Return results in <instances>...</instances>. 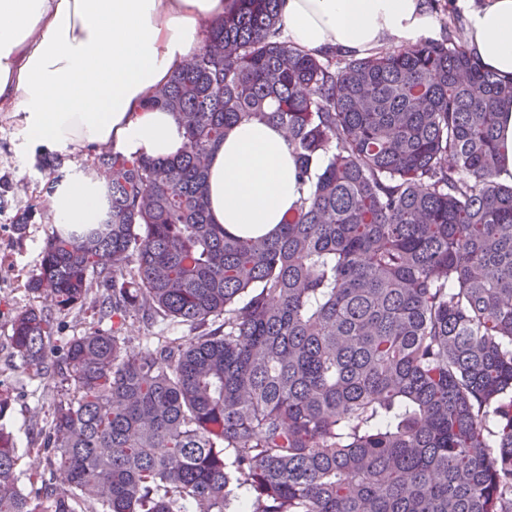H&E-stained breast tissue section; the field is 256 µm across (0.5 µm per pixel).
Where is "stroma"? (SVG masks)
<instances>
[{"mask_svg": "<svg viewBox=\"0 0 512 512\" xmlns=\"http://www.w3.org/2000/svg\"><path fill=\"white\" fill-rule=\"evenodd\" d=\"M15 123L13 113L0 112V384L14 393L4 421L23 454L37 445L35 423L44 418L43 403L51 395L39 387L32 371L11 358L9 338L13 315L34 302L26 283L36 273L45 241L55 229L45 202L56 185L37 160L18 166ZM25 211L31 212L32 219L25 228H17L15 218Z\"/></svg>", "mask_w": 512, "mask_h": 512, "instance_id": "1", "label": "stroma"}]
</instances>
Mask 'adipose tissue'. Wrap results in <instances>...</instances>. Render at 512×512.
I'll return each mask as SVG.
<instances>
[{
  "label": "adipose tissue",
  "instance_id": "obj_1",
  "mask_svg": "<svg viewBox=\"0 0 512 512\" xmlns=\"http://www.w3.org/2000/svg\"><path fill=\"white\" fill-rule=\"evenodd\" d=\"M230 0H0V111L16 113L15 155L68 146L171 157L184 147L173 113L149 99L199 49L201 22L223 18ZM467 45L512 82V0H457ZM283 36L316 54L336 47L365 56L388 43L432 36L425 0H283ZM215 223L265 235L306 189L292 149L275 125L243 122L209 159ZM104 186L78 174L49 196L53 224L99 223Z\"/></svg>",
  "mask_w": 512,
  "mask_h": 512
}]
</instances>
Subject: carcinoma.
Listing matches in <instances>:
<instances>
[{
    "mask_svg": "<svg viewBox=\"0 0 512 512\" xmlns=\"http://www.w3.org/2000/svg\"><path fill=\"white\" fill-rule=\"evenodd\" d=\"M280 5L206 25L150 101L183 150L98 154L101 222L47 239L10 348L55 399L25 462L0 425V512H512V83L461 28L304 53ZM243 121L309 186L271 236L209 214ZM502 117L501 137L505 141V160L500 168L498 178L500 181L512 184V111Z\"/></svg>",
    "mask_w": 512,
    "mask_h": 512,
    "instance_id": "carcinoma-1",
    "label": "carcinoma"
}]
</instances>
